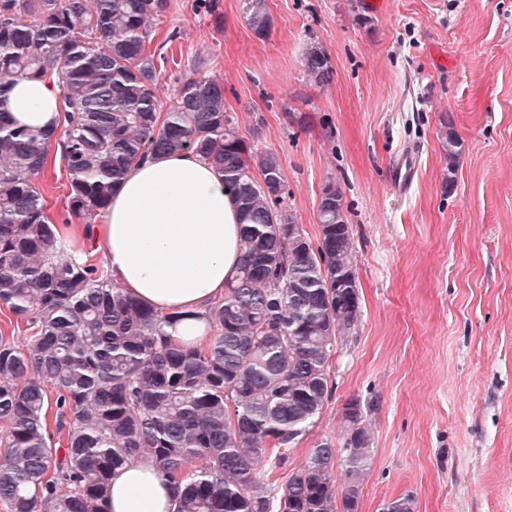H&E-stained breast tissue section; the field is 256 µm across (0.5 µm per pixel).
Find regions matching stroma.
Masks as SVG:
<instances>
[{"label": "stroma", "mask_w": 512, "mask_h": 512, "mask_svg": "<svg viewBox=\"0 0 512 512\" xmlns=\"http://www.w3.org/2000/svg\"><path fill=\"white\" fill-rule=\"evenodd\" d=\"M153 50L168 102L198 59L222 78L240 135L277 151L284 205L317 239L326 182L340 184L361 316L329 363L331 399L296 443H341L342 406H362L372 458L358 512L412 495L416 512H512V0H267L258 39L241 0H166ZM328 53L320 86L307 43ZM462 142L445 191V129ZM39 186L67 214L58 150ZM414 176L396 191L398 166ZM304 67L317 84L328 83L333 75V67L327 53L317 44L310 42L304 53Z\"/></svg>", "instance_id": "1"}]
</instances>
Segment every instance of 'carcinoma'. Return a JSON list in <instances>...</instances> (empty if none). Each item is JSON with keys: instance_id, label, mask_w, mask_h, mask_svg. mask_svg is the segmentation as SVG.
Wrapping results in <instances>:
<instances>
[{"instance_id": "1", "label": "carcinoma", "mask_w": 512, "mask_h": 512, "mask_svg": "<svg viewBox=\"0 0 512 512\" xmlns=\"http://www.w3.org/2000/svg\"><path fill=\"white\" fill-rule=\"evenodd\" d=\"M164 2L0 0V98L20 77L51 78L62 112L37 129L0 111V308L33 330L22 347L0 335V505L106 512L112 473L147 457L175 512H358L372 443L353 400L341 446L322 441L285 486L270 480L331 399L333 350L360 316L342 189L322 188L314 244L281 207V157L240 136L221 80L188 78L162 108L148 45ZM244 11L266 38L267 0H244ZM304 67L320 85L332 78L315 43ZM52 142L69 176L61 224L37 186ZM461 147L444 132L450 191ZM187 149L232 187L243 228L236 277L197 315L211 330L204 348L171 341L173 317L61 251L62 225L105 213L135 160ZM383 512H416L415 500Z\"/></svg>"}]
</instances>
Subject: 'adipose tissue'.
Listing matches in <instances>:
<instances>
[{
	"instance_id": "obj_1",
	"label": "adipose tissue",
	"mask_w": 512,
	"mask_h": 512,
	"mask_svg": "<svg viewBox=\"0 0 512 512\" xmlns=\"http://www.w3.org/2000/svg\"><path fill=\"white\" fill-rule=\"evenodd\" d=\"M60 90L49 79L18 80L0 106L15 121L56 125ZM235 195L194 152L151 156L130 166L92 227L96 250L125 291L159 313L204 312L221 299L241 260ZM108 512H172L168 484L146 459L117 469Z\"/></svg>"
}]
</instances>
